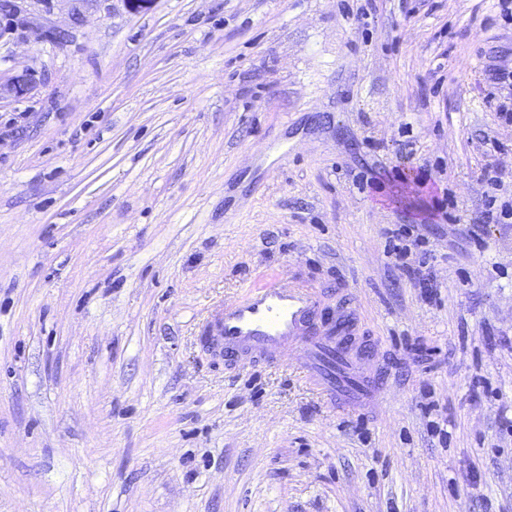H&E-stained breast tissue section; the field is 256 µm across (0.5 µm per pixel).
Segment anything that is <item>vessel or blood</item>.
<instances>
[{
    "label": "vessel or blood",
    "mask_w": 512,
    "mask_h": 512,
    "mask_svg": "<svg viewBox=\"0 0 512 512\" xmlns=\"http://www.w3.org/2000/svg\"><path fill=\"white\" fill-rule=\"evenodd\" d=\"M357 320L345 300L329 304L314 284L255 286L225 300L203 327L211 351L227 363L278 366L298 356L305 379L328 401L350 410L379 398L384 385L364 372Z\"/></svg>",
    "instance_id": "vessel-or-blood-1"
}]
</instances>
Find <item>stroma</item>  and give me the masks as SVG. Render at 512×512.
I'll return each mask as SVG.
<instances>
[{
    "mask_svg": "<svg viewBox=\"0 0 512 512\" xmlns=\"http://www.w3.org/2000/svg\"><path fill=\"white\" fill-rule=\"evenodd\" d=\"M36 22L0 38L34 78L0 101V512H512V223H473L512 205L497 0ZM294 272L349 298L379 413L202 348L212 306Z\"/></svg>",
    "mask_w": 512,
    "mask_h": 512,
    "instance_id": "stroma-1",
    "label": "stroma"
}]
</instances>
